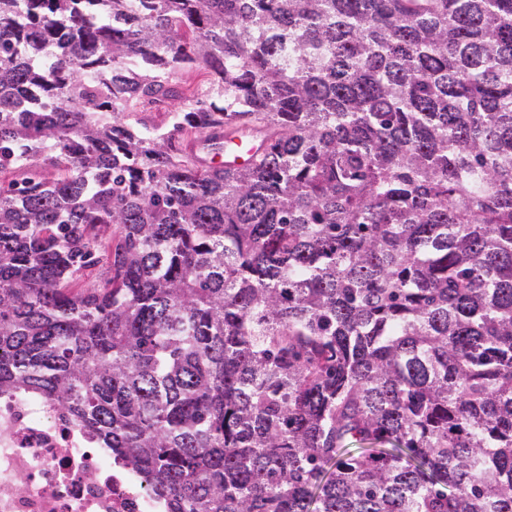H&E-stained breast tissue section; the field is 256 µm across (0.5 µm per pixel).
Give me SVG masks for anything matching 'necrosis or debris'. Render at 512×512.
I'll return each instance as SVG.
<instances>
[{
	"label": "necrosis or debris",
	"mask_w": 512,
	"mask_h": 512,
	"mask_svg": "<svg viewBox=\"0 0 512 512\" xmlns=\"http://www.w3.org/2000/svg\"><path fill=\"white\" fill-rule=\"evenodd\" d=\"M0 512H160L142 478L49 402L0 399Z\"/></svg>",
	"instance_id": "obj_1"
}]
</instances>
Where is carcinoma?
<instances>
[{
  "mask_svg": "<svg viewBox=\"0 0 512 512\" xmlns=\"http://www.w3.org/2000/svg\"><path fill=\"white\" fill-rule=\"evenodd\" d=\"M12 170L0 396L164 512H512V0H0ZM230 129H226L223 133L219 134L220 142L225 144L226 142L232 143L236 148V165L243 163L254 162L256 156L254 155V149L241 137L240 134H229Z\"/></svg>",
  "mask_w": 512,
  "mask_h": 512,
  "instance_id": "carcinoma-1",
  "label": "carcinoma"
}]
</instances>
